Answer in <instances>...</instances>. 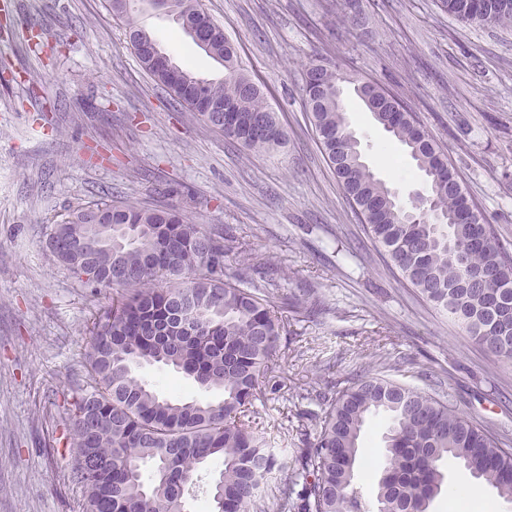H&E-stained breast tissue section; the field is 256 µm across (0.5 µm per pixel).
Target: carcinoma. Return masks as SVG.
<instances>
[{"label":"carcinoma","instance_id":"carcinoma-1","mask_svg":"<svg viewBox=\"0 0 512 512\" xmlns=\"http://www.w3.org/2000/svg\"><path fill=\"white\" fill-rule=\"evenodd\" d=\"M172 2L190 37L203 30V52L224 68L204 80L178 64L157 67L158 46L128 22L126 36L142 67L178 105L204 125L249 151L284 144L287 132L262 88L241 68L224 27L199 0ZM460 22L512 27V0H441ZM361 77L328 60L309 64L302 96L324 153L390 264L448 320L491 356L512 365V256L476 209L461 216L466 198L443 152L415 115L378 81L373 120L404 147L421 173L436 215L407 219L408 207L365 164L352 140L341 86ZM45 247L95 297L113 290L98 308L84 354L86 376L71 404V481L82 512H183L185 489L197 470L220 459L211 512H366L357 470L361 436L373 416L388 420L376 487V512H430L446 484L444 465L455 460L480 484L512 501V450L459 416L449 402L384 377H366L319 396L314 433L301 440L288 487L275 506L260 493L273 454L250 425L248 406L260 379L274 372L285 322L275 307L309 318L317 307L280 298L278 282L256 256L230 269L224 257L242 250L230 227L203 228L169 202L142 205L89 202L52 226ZM163 365L218 400L160 395L136 373ZM151 464V478L142 469Z\"/></svg>","mask_w":512,"mask_h":512}]
</instances>
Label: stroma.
I'll use <instances>...</instances> for the list:
<instances>
[{"instance_id": "35a3bbf8", "label": "stroma", "mask_w": 512, "mask_h": 512, "mask_svg": "<svg viewBox=\"0 0 512 512\" xmlns=\"http://www.w3.org/2000/svg\"><path fill=\"white\" fill-rule=\"evenodd\" d=\"M224 25L288 133L254 153L208 130L142 69L107 0H0V512H82L70 480L69 407L90 341L88 289L44 248L67 210L105 198L180 205L227 224L268 258L281 293L312 284L324 312L283 319L275 371L251 405L286 482L309 425L302 390L380 374L451 400L512 448V365L489 357L387 265L321 148L302 97L309 63L346 61L419 117L468 200L512 244V31L465 26L438 0H358L343 23L333 0H200ZM198 77L223 68L172 17L133 15ZM55 47L29 52L32 31ZM344 103L367 165L400 193L422 180L399 145Z\"/></svg>"}]
</instances>
